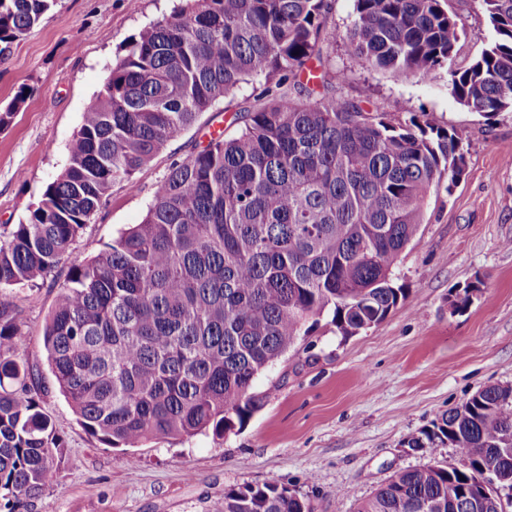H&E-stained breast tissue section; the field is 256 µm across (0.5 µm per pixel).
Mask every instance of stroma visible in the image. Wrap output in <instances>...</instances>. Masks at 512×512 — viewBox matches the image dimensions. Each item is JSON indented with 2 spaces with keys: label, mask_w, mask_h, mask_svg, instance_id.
<instances>
[{
  "label": "stroma",
  "mask_w": 512,
  "mask_h": 512,
  "mask_svg": "<svg viewBox=\"0 0 512 512\" xmlns=\"http://www.w3.org/2000/svg\"><path fill=\"white\" fill-rule=\"evenodd\" d=\"M179 0H58L26 38L0 53V108L19 87L30 97L0 129V225L24 222L32 203L69 162L83 114L127 42ZM464 34L456 63L471 64L492 38L481 0H450ZM336 91L363 98L397 121L418 117L456 128L467 150L465 178L431 190L425 221L394 273L407 291L377 325L349 339L322 324L256 377L260 408L238 432L216 439L158 438L111 448L91 436L57 390L42 403L63 454L31 512H212L226 489L278 483L314 512H357L395 473L435 461L464 467L455 448H411L448 409L489 385H512V112L468 111L431 82L356 65L343 43L328 50ZM261 81L202 113L137 175L114 186L74 245L70 261L34 288L10 293L19 338L45 382V320L71 261L99 253L140 223L172 161L227 128ZM468 297L459 311L451 304Z\"/></svg>",
  "instance_id": "stroma-1"
}]
</instances>
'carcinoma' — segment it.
<instances>
[{"label": "carcinoma", "mask_w": 512, "mask_h": 512, "mask_svg": "<svg viewBox=\"0 0 512 512\" xmlns=\"http://www.w3.org/2000/svg\"><path fill=\"white\" fill-rule=\"evenodd\" d=\"M57 0H0V53ZM447 0H354L346 54L422 81L446 70L471 112H512V0H482L493 36L454 66L463 27ZM332 0H183L131 39L86 109L69 164L29 209L0 226V295L45 280L100 210L199 115L264 80L232 133L171 163L143 221L71 264L45 327L57 389L110 447L217 438L260 407L254 379L322 319L342 339L383 321L405 291L393 268L418 236L431 189L467 168L456 129L398 125L336 94L324 72ZM19 88L0 129L29 98ZM0 300V512H28L62 441L42 411L38 370ZM468 464L395 473L358 512H508L512 386L448 410L409 447L443 443ZM509 494L494 501L484 474ZM217 512H313L275 482L224 492Z\"/></svg>", "instance_id": "obj_1"}]
</instances>
